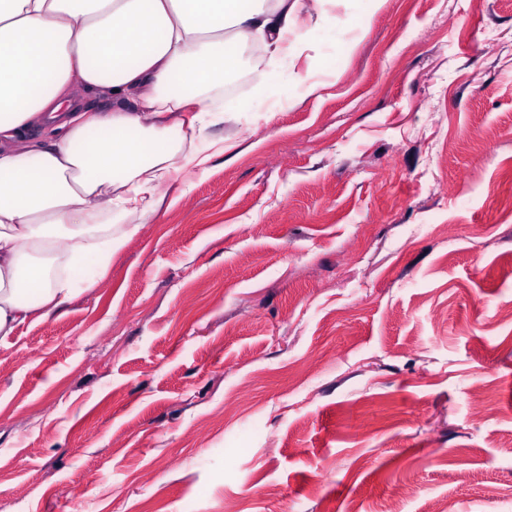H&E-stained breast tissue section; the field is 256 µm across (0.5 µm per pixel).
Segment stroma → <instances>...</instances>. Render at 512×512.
I'll list each match as a JSON object with an SVG mask.
<instances>
[{"label": "stroma", "instance_id": "1", "mask_svg": "<svg viewBox=\"0 0 512 512\" xmlns=\"http://www.w3.org/2000/svg\"><path fill=\"white\" fill-rule=\"evenodd\" d=\"M363 10L0 338V512H512V0Z\"/></svg>", "mask_w": 512, "mask_h": 512}]
</instances>
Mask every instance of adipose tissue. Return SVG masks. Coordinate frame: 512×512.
Wrapping results in <instances>:
<instances>
[{"label":"adipose tissue","instance_id":"obj_1","mask_svg":"<svg viewBox=\"0 0 512 512\" xmlns=\"http://www.w3.org/2000/svg\"><path fill=\"white\" fill-rule=\"evenodd\" d=\"M331 2L312 24L301 0H0V336L67 304L84 267L107 273L138 231L113 215L154 213L181 173L223 157L209 130L235 111L195 94L223 88L242 51L261 52L260 94L284 60L316 91L301 62L335 26ZM84 91L111 108L82 109Z\"/></svg>","mask_w":512,"mask_h":512}]
</instances>
